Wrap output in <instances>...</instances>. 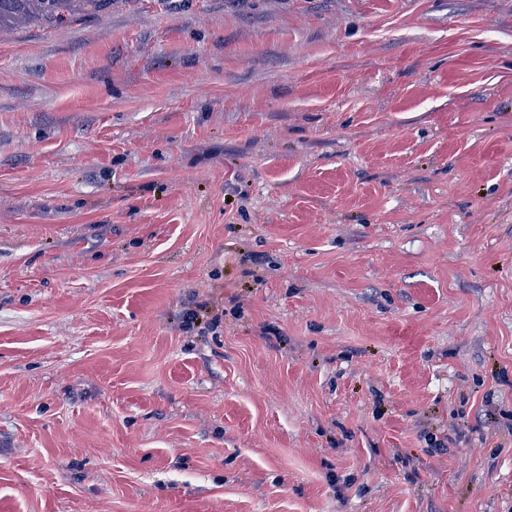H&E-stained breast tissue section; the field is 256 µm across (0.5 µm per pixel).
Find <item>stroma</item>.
Wrapping results in <instances>:
<instances>
[{"label":"stroma","instance_id":"stroma-1","mask_svg":"<svg viewBox=\"0 0 512 512\" xmlns=\"http://www.w3.org/2000/svg\"><path fill=\"white\" fill-rule=\"evenodd\" d=\"M0 512H512V0L0 34Z\"/></svg>","mask_w":512,"mask_h":512}]
</instances>
